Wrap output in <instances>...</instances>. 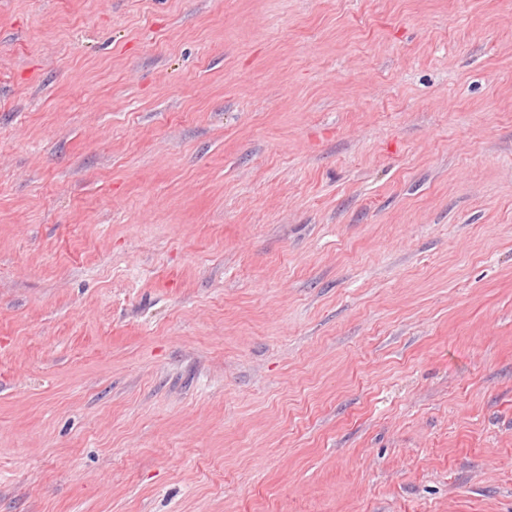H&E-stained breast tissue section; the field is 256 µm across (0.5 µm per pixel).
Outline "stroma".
<instances>
[{"mask_svg": "<svg viewBox=\"0 0 512 512\" xmlns=\"http://www.w3.org/2000/svg\"><path fill=\"white\" fill-rule=\"evenodd\" d=\"M0 512H512V0H0Z\"/></svg>", "mask_w": 512, "mask_h": 512, "instance_id": "stroma-1", "label": "stroma"}]
</instances>
